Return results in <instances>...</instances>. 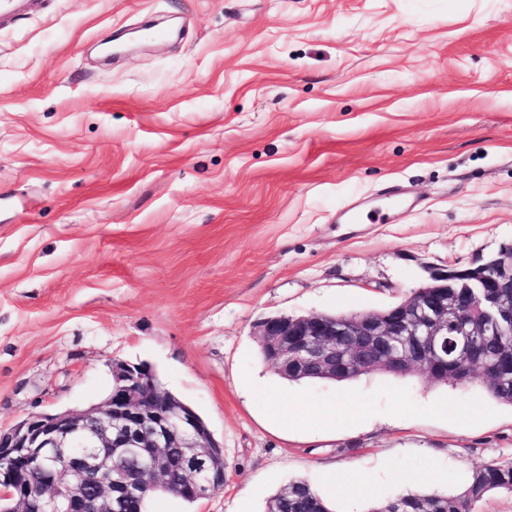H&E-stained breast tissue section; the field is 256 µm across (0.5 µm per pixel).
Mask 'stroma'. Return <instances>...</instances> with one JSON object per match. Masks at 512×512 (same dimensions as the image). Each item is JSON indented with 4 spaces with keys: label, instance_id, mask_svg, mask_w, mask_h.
Here are the masks:
<instances>
[{
    "label": "stroma",
    "instance_id": "stroma-1",
    "mask_svg": "<svg viewBox=\"0 0 512 512\" xmlns=\"http://www.w3.org/2000/svg\"><path fill=\"white\" fill-rule=\"evenodd\" d=\"M510 243L512 0H48L0 22V428L149 364L223 445L224 489L148 512H267L295 479L356 512L361 473L378 502L411 472L453 497L512 462V406L480 381L294 383L257 338ZM272 387L331 427H282Z\"/></svg>",
    "mask_w": 512,
    "mask_h": 512
}]
</instances>
